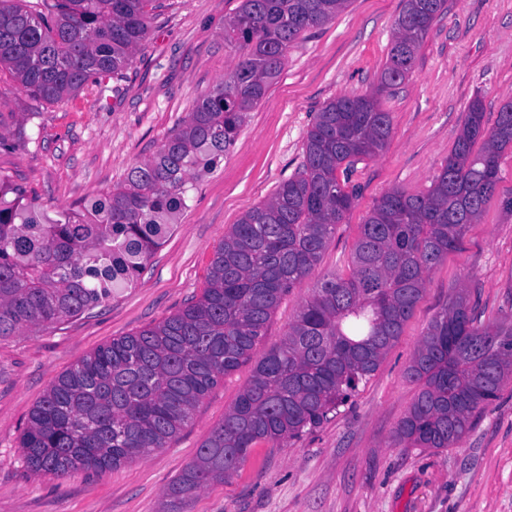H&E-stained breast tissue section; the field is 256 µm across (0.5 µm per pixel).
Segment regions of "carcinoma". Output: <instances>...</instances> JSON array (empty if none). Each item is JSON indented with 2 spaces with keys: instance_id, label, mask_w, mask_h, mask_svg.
Returning <instances> with one entry per match:
<instances>
[{
  "instance_id": "obj_1",
  "label": "carcinoma",
  "mask_w": 512,
  "mask_h": 512,
  "mask_svg": "<svg viewBox=\"0 0 512 512\" xmlns=\"http://www.w3.org/2000/svg\"><path fill=\"white\" fill-rule=\"evenodd\" d=\"M158 0H0V73L30 101L59 103L90 82L124 77L147 39ZM448 0H404L377 86L317 113L299 171L224 235L201 296L156 325L79 357L33 406L21 437L28 470L66 479L102 473L164 448L198 403L248 362L283 296L311 275L357 198L349 173L385 148L381 96L412 72L424 36ZM349 0H241L224 19L239 59L197 101L156 155L105 196L52 218L0 177V342L59 324L137 280L186 208L190 176L212 169L247 113L279 80L288 50ZM512 150V99L485 123L474 98L429 189H393L361 225L352 271L320 282L280 345L167 493L180 512L231 478L261 442L280 448L319 427L378 369L425 292L430 271L461 245ZM12 193L14 198L6 199ZM407 377L422 384L396 429L405 448L457 446L512 380V327L477 323L465 296L428 325Z\"/></svg>"
}]
</instances>
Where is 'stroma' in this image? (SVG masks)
<instances>
[{"mask_svg":"<svg viewBox=\"0 0 512 512\" xmlns=\"http://www.w3.org/2000/svg\"><path fill=\"white\" fill-rule=\"evenodd\" d=\"M240 0H160L150 35L121 81L87 85L40 107L0 80V176L55 215L95 199L152 158L165 137L237 62L224 18ZM402 0H349L329 23L290 48L279 81L248 112L234 144L191 181L188 206L135 285L55 328L0 343V512H163L168 486L224 419L252 376L246 363L198 405L191 426L150 455L102 474L59 480L23 464L20 438L35 402L76 359L113 338L157 324L200 297L225 232L270 200L303 160L317 112L344 94L371 91L388 60ZM480 98L487 125L512 98V0H448L423 39L415 67L386 95L392 134L357 163L359 194L314 273L285 295L259 352L280 344L323 276L349 275L361 226L386 191H426ZM25 125L30 143L11 133ZM500 181L459 249L429 274L401 336L366 383L320 427L287 447L261 443L236 475L201 490L183 512H512V382L475 419L458 447L402 448L395 429L420 391L406 368L427 326L454 290L466 291L481 324L512 325V152Z\"/></svg>","mask_w":512,"mask_h":512,"instance_id":"35a3bbf8","label":"stroma"}]
</instances>
